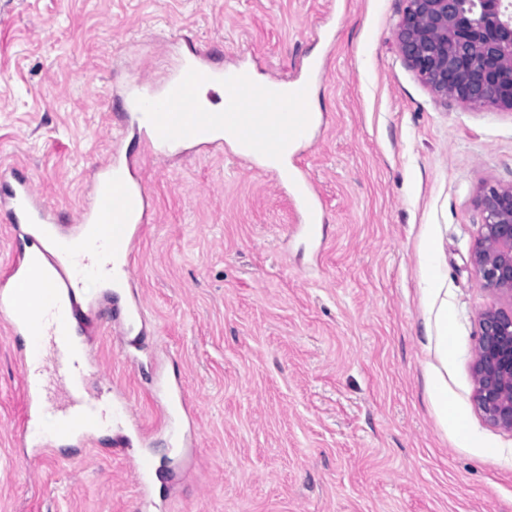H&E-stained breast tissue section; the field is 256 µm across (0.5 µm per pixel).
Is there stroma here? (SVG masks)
Returning <instances> with one entry per match:
<instances>
[{"label": "stroma", "instance_id": "stroma-1", "mask_svg": "<svg viewBox=\"0 0 512 512\" xmlns=\"http://www.w3.org/2000/svg\"><path fill=\"white\" fill-rule=\"evenodd\" d=\"M404 6L0 0V166L66 216L111 150L123 81L162 77L177 38L262 76L327 72L296 159L321 196L318 238L292 233L274 173L227 148L146 163L133 262L156 363L125 360L107 299L86 381L105 402L124 392L145 440L116 454L108 428L23 453V367L0 324V512H512V432L477 411L471 372L478 316L503 300L470 261L482 189L512 185V110L437 100L398 49ZM161 380L194 409L188 447Z\"/></svg>", "mask_w": 512, "mask_h": 512}]
</instances>
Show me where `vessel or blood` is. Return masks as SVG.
<instances>
[{"instance_id": "1", "label": "vessel or blood", "mask_w": 512, "mask_h": 512, "mask_svg": "<svg viewBox=\"0 0 512 512\" xmlns=\"http://www.w3.org/2000/svg\"><path fill=\"white\" fill-rule=\"evenodd\" d=\"M324 77L323 66L311 63L296 78L274 77L252 85L214 64L208 52L192 47L181 52L163 80L126 83L127 109L118 118L119 129L121 134L134 132L150 154L229 144L235 157L250 165L279 163L287 170L286 182L301 213L294 231L314 239L322 221L317 192L303 172L289 168L288 160L318 124L309 97ZM214 86L224 89L223 107H212L204 96L205 89ZM272 86L284 91L275 112L265 107ZM0 213L8 216L16 237L23 240L0 275V319L7 321L10 335L28 339L20 355L27 422L35 421L44 402L42 376L54 375L62 382L59 429L51 437L29 435L27 446L46 451L57 439L84 442L93 422L130 420L132 408L125 394L115 396L106 408L84 393L82 381L93 361L88 352H74L73 343L75 337L95 333L97 306L82 293L83 270L121 289L134 280L133 254L153 213L143 160L124 152L121 139H114L107 158L93 169L86 203L68 224L58 223L55 207L34 191L27 177L1 168ZM142 317L136 296L116 312L112 332L122 347L129 350L130 336Z\"/></svg>"}]
</instances>
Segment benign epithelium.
Here are the masks:
<instances>
[{
    "mask_svg": "<svg viewBox=\"0 0 512 512\" xmlns=\"http://www.w3.org/2000/svg\"><path fill=\"white\" fill-rule=\"evenodd\" d=\"M401 53L439 98L512 110V0H405ZM471 253L490 291L512 301V186L491 185ZM474 401L491 424L512 431V305L479 315Z\"/></svg>",
    "mask_w": 512,
    "mask_h": 512,
    "instance_id": "7a95c632",
    "label": "benign epithelium"
}]
</instances>
